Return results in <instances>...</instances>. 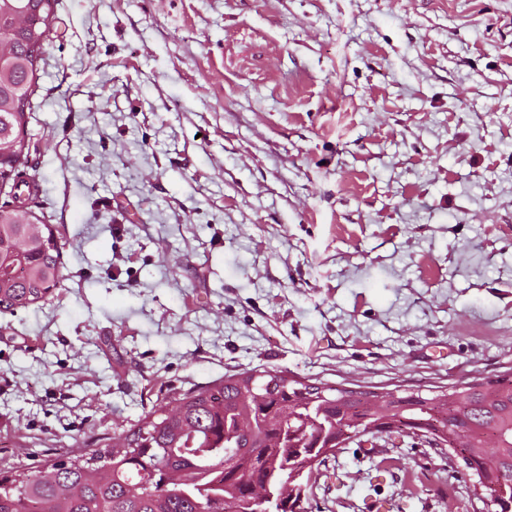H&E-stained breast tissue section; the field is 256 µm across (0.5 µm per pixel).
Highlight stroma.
<instances>
[{"instance_id":"stroma-1","label":"stroma","mask_w":512,"mask_h":512,"mask_svg":"<svg viewBox=\"0 0 512 512\" xmlns=\"http://www.w3.org/2000/svg\"><path fill=\"white\" fill-rule=\"evenodd\" d=\"M28 114L63 281L0 313V467L283 368L512 369V0H58ZM351 443L321 512H487L424 439Z\"/></svg>"}]
</instances>
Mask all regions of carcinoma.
<instances>
[{
	"label": "carcinoma",
	"instance_id": "cac0c4a2",
	"mask_svg": "<svg viewBox=\"0 0 512 512\" xmlns=\"http://www.w3.org/2000/svg\"><path fill=\"white\" fill-rule=\"evenodd\" d=\"M57 0H0V311L45 302L63 279L60 246L33 203L27 112ZM252 369L164 398L125 435L127 448H92L43 468L0 475V512H255L251 487L293 484L289 512H311L320 467L349 440L418 429L446 443L493 512H512V376L458 389L406 391L369 415L365 393ZM234 465L224 467V458Z\"/></svg>",
	"mask_w": 512,
	"mask_h": 512
}]
</instances>
